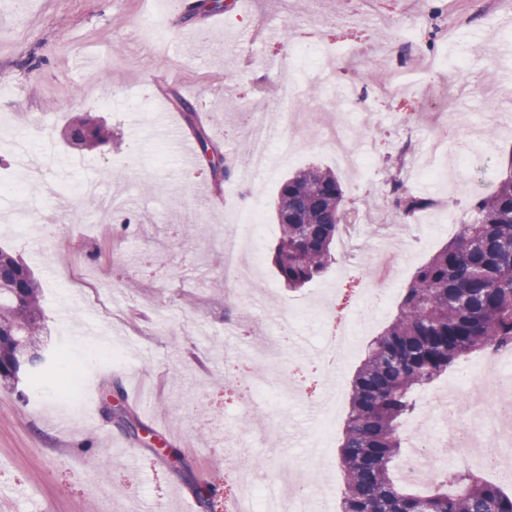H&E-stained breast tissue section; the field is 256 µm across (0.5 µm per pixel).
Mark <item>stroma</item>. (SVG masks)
<instances>
[{
	"label": "stroma",
	"instance_id": "obj_1",
	"mask_svg": "<svg viewBox=\"0 0 512 512\" xmlns=\"http://www.w3.org/2000/svg\"><path fill=\"white\" fill-rule=\"evenodd\" d=\"M360 0H247L245 12L183 21L181 12L158 17L154 0H0V173L28 180L17 198L0 196V248L18 255L42 288L46 342L43 373L23 377L19 393L0 391V512H202L197 490L211 493L213 512H225L227 469L257 480L259 499L281 483L289 466L316 473L329 486L343 484L340 448L349 393H342L330 433L318 406L335 380L351 385L365 357L357 346L340 376L311 374L328 330L347 324L366 286L360 273L335 261L319 279L291 289L278 282L272 263L279 227L272 205L283 179L296 170L334 169L348 209L375 201L374 224L399 220L386 166L407 138L427 140L417 122L422 88L379 93L388 76L374 61L380 31L403 16L402 0H377V20L362 25ZM484 0H444L449 34L435 52L445 63L434 93L455 117L463 150L489 148L500 181L512 165V0L483 14ZM293 37L284 40L282 31ZM290 59L294 71L279 67ZM319 66L334 69L336 84L370 89L365 110L345 105L314 115L311 130L272 142L265 172L241 179L246 105L260 104L271 120L289 110V91L310 100L333 88L312 82ZM107 79H99L100 71ZM191 92L207 131L232 164L241 194L213 199L198 187L210 183L205 164L181 167L179 140L158 135L157 116L174 94ZM109 106H101V97ZM92 114L112 129V145L88 156L64 132L73 117ZM348 132L347 147L371 151L367 172L340 166L316 137L334 126ZM93 180L124 200L129 231L117 216L78 201L75 183ZM259 207L267 232L255 249H243L242 273L257 269L273 295L256 302L248 287L225 273L224 239L247 224ZM47 222L28 219L32 210ZM434 230L413 253L384 313L368 330L378 335L395 317L414 272L449 241L448 218L419 213L415 223ZM203 224L202 236L189 234ZM108 299L111 315L91 308ZM294 303L292 341L271 361L268 335L282 302ZM236 330V350L224 343V326ZM93 340H83L88 325ZM126 359L112 360L113 346ZM69 364H58L60 354ZM283 369L257 392L250 425L231 384L254 380L273 364ZM121 379L141 391L120 407L146 428L145 440L126 437L104 421L106 383ZM278 428L277 441L256 443L258 425Z\"/></svg>",
	"mask_w": 512,
	"mask_h": 512
}]
</instances>
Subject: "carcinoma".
Returning a JSON list of instances; mask_svg holds the SVG:
<instances>
[{"mask_svg":"<svg viewBox=\"0 0 512 512\" xmlns=\"http://www.w3.org/2000/svg\"><path fill=\"white\" fill-rule=\"evenodd\" d=\"M175 99L200 151L218 152L193 102ZM67 137L94 153L112 140V129L85 115L72 120ZM389 184L404 218L430 205L406 192L398 174ZM472 211L462 231L416 270L399 313L369 344L355 375L340 454V512H512V494L475 469L450 470L426 493L402 486L395 474L399 429L420 410V392L472 355L512 345V170ZM344 218V192L332 169L309 167L283 182L273 263L287 287L323 276L335 261L333 242ZM44 330L40 284L20 258L0 248L1 389L21 394V344L41 340Z\"/></svg>","mask_w":512,"mask_h":512,"instance_id":"carcinoma-1","label":"carcinoma"}]
</instances>
